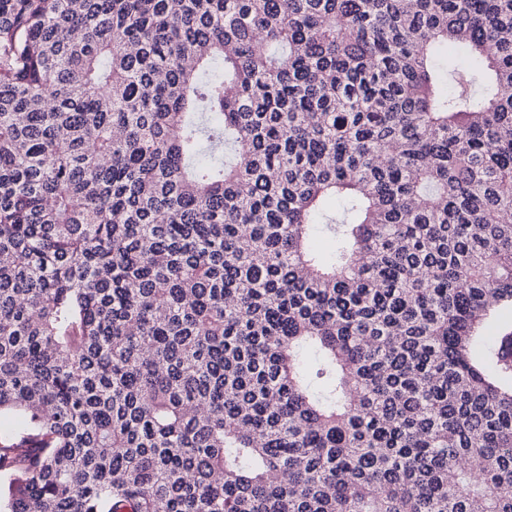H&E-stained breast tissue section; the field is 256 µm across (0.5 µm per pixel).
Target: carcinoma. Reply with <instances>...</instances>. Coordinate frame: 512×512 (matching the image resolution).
<instances>
[{"label":"carcinoma","mask_w":512,"mask_h":512,"mask_svg":"<svg viewBox=\"0 0 512 512\" xmlns=\"http://www.w3.org/2000/svg\"><path fill=\"white\" fill-rule=\"evenodd\" d=\"M510 310L512 0H0V512H512Z\"/></svg>","instance_id":"cac0c4a2"}]
</instances>
